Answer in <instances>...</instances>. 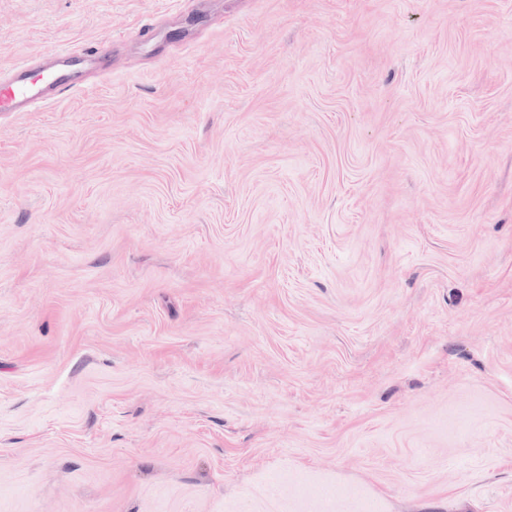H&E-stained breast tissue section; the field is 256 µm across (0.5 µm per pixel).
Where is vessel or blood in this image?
Returning <instances> with one entry per match:
<instances>
[{
	"label": "vessel or blood",
	"instance_id": "vessel-or-blood-1",
	"mask_svg": "<svg viewBox=\"0 0 512 512\" xmlns=\"http://www.w3.org/2000/svg\"><path fill=\"white\" fill-rule=\"evenodd\" d=\"M56 64L41 76L31 80L26 64H19L12 74L0 80V112H23L30 104H49L54 98L82 91L76 78V68L81 64L99 62L100 56L93 51L59 49L53 51Z\"/></svg>",
	"mask_w": 512,
	"mask_h": 512
}]
</instances>
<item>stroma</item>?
<instances>
[{
  "label": "stroma",
  "mask_w": 512,
  "mask_h": 512,
  "mask_svg": "<svg viewBox=\"0 0 512 512\" xmlns=\"http://www.w3.org/2000/svg\"><path fill=\"white\" fill-rule=\"evenodd\" d=\"M0 512H512V0H0ZM49 55L57 64L40 80H31L26 63L17 65L7 79L0 80V112H26L31 103L47 105L59 95L80 92L84 85L76 78L77 66L100 65V55L93 51L59 49Z\"/></svg>",
  "instance_id": "obj_1"
}]
</instances>
